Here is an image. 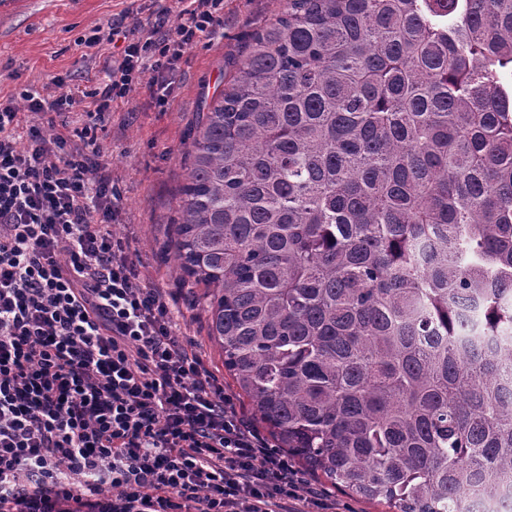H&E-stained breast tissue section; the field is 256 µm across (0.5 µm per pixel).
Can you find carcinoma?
I'll list each match as a JSON object with an SVG mask.
<instances>
[{
	"label": "carcinoma",
	"mask_w": 512,
	"mask_h": 512,
	"mask_svg": "<svg viewBox=\"0 0 512 512\" xmlns=\"http://www.w3.org/2000/svg\"><path fill=\"white\" fill-rule=\"evenodd\" d=\"M512 0H288L186 151L171 265L254 419L389 512L512 487Z\"/></svg>",
	"instance_id": "carcinoma-1"
}]
</instances>
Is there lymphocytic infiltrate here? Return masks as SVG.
Returning <instances> with one entry per match:
<instances>
[{
    "instance_id": "obj_1",
    "label": "lymphocytic infiltrate",
    "mask_w": 512,
    "mask_h": 512,
    "mask_svg": "<svg viewBox=\"0 0 512 512\" xmlns=\"http://www.w3.org/2000/svg\"><path fill=\"white\" fill-rule=\"evenodd\" d=\"M224 0H174L123 33L93 88L0 102V512H334L246 422L146 284L97 130L146 86L173 98Z\"/></svg>"
}]
</instances>
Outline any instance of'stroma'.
<instances>
[{
  "label": "stroma",
  "instance_id": "stroma-1",
  "mask_svg": "<svg viewBox=\"0 0 512 512\" xmlns=\"http://www.w3.org/2000/svg\"><path fill=\"white\" fill-rule=\"evenodd\" d=\"M4 2L0 0V97L33 87L50 98L58 93L53 78L92 86L104 80V58L112 54V45L96 50L79 45L78 37L115 24L131 26L134 18L126 13L131 4H138L146 19L167 0H22L18 9ZM285 4L224 0L222 33L201 39L184 54L167 111H159L142 88L130 100L113 103L99 133L123 209L118 234L134 240L147 284L161 289L175 310V333L190 341L231 396L237 389L224 369L218 344L208 334L198 290L171 272L170 244L185 178L183 152L200 104L230 75L253 32Z\"/></svg>",
  "mask_w": 512,
  "mask_h": 512
}]
</instances>
